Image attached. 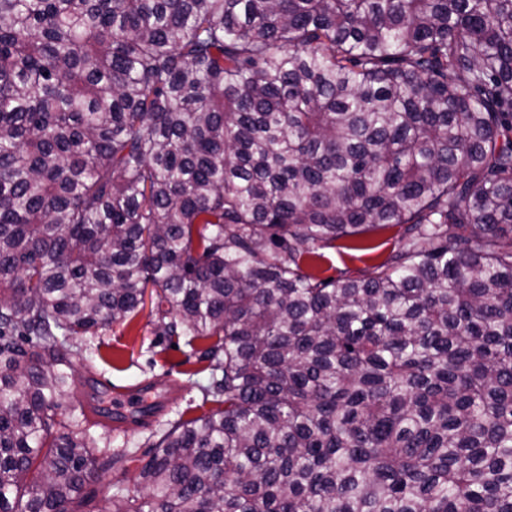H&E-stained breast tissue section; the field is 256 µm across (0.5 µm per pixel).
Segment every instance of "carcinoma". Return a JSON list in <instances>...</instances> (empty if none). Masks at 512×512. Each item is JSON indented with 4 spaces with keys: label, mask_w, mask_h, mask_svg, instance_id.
Returning <instances> with one entry per match:
<instances>
[{
    "label": "carcinoma",
    "mask_w": 512,
    "mask_h": 512,
    "mask_svg": "<svg viewBox=\"0 0 512 512\" xmlns=\"http://www.w3.org/2000/svg\"><path fill=\"white\" fill-rule=\"evenodd\" d=\"M5 281L0 512H74L64 352L148 290L217 408L111 512H512V0H0ZM400 233V227L390 226L328 242L319 249L321 256L311 263L313 271L322 279H336L343 275L363 277L392 252ZM353 247L370 249H349Z\"/></svg>",
    "instance_id": "1"
}]
</instances>
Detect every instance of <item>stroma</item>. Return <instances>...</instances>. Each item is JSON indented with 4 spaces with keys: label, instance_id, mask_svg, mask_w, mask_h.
<instances>
[{
    "label": "stroma",
    "instance_id": "stroma-1",
    "mask_svg": "<svg viewBox=\"0 0 512 512\" xmlns=\"http://www.w3.org/2000/svg\"><path fill=\"white\" fill-rule=\"evenodd\" d=\"M400 227L374 228L324 244L314 259V272L324 279L362 277L396 247ZM165 310L147 301L131 320L102 327L78 337L68 349L71 395L62 401L59 415L96 393L125 394L140 405L161 408L140 420H98L89 416L82 426L94 438L101 454L133 452L125 467L97 471L75 503L77 512H109L117 487L135 488L142 466L154 453L153 445L166 424L185 415H200L202 388L210 380L198 358L207 348L203 339L169 336L164 332Z\"/></svg>",
    "mask_w": 512,
    "mask_h": 512
}]
</instances>
